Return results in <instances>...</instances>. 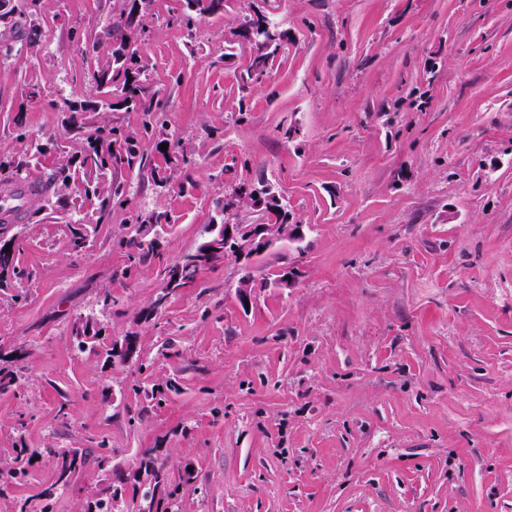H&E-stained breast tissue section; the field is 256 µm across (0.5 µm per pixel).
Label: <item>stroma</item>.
<instances>
[{
	"label": "stroma",
	"instance_id": "stroma-1",
	"mask_svg": "<svg viewBox=\"0 0 512 512\" xmlns=\"http://www.w3.org/2000/svg\"><path fill=\"white\" fill-rule=\"evenodd\" d=\"M184 6L140 11L136 49L192 161L174 176L194 189L141 170L130 208L83 254L68 248L71 200L19 229L32 277L0 287V355L21 356L24 395L0 394V462L22 447L37 459L0 512L39 504L44 449L101 439L108 467L78 472L54 512H81L116 473L138 512L147 448L172 477L193 467L183 512H512V0H224L190 32L169 23ZM24 11L41 36L0 61L8 170L26 159L16 122L55 157L70 141L52 102L100 99L85 39L110 2ZM260 15L283 42L254 83L239 30ZM245 178L273 185L304 240L247 265L250 308L235 295L246 265L228 257L149 314L160 260L192 251L224 186ZM134 209L179 221L129 274L117 241ZM284 267L292 285L271 287ZM83 317L137 333V361L79 350Z\"/></svg>",
	"mask_w": 512,
	"mask_h": 512
}]
</instances>
